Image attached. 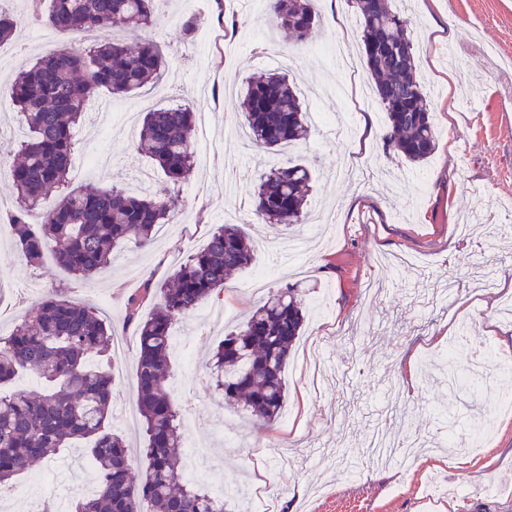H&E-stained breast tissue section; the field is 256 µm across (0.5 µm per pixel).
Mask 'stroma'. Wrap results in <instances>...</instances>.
I'll return each instance as SVG.
<instances>
[{
	"label": "stroma",
	"instance_id": "35a3bbf8",
	"mask_svg": "<svg viewBox=\"0 0 512 512\" xmlns=\"http://www.w3.org/2000/svg\"><path fill=\"white\" fill-rule=\"evenodd\" d=\"M396 6L416 27L438 137L420 165L399 167L383 156L386 114L363 93L372 79L349 0H317L320 26L306 47L272 30L264 0H167L150 31L166 55L161 80L130 96L103 91L95 97L76 132L69 178L75 186H125L145 171L166 186L164 173L134 151L135 135L104 137L95 108L125 106L140 116L148 107L189 106L206 115L201 149L207 160L180 188L179 223L149 246L121 245L111 267L88 284L67 275L52 255L29 262L0 226V324L14 326L61 287L71 300L97 309L128 342L109 360L117 408L132 404L136 392L137 336L125 319L128 299L145 282L163 280L175 260L203 248L219 211L237 209L255 244L300 241L298 268L278 269L268 282L298 284L305 306L304 332L285 369L284 413L294 426L283 420L269 429L248 425L225 410L203 362L260 305L262 294L247 283L265 264L264 254L227 280L223 299L208 301L209 316L173 325L190 356H172L170 387L195 421L188 436L205 450L197 482L208 490L255 481L253 454L265 448L268 495L300 512H512V415L497 419L482 467L447 463L432 405L477 422L495 390L454 394L440 372L420 370L423 356L438 350V338L462 324L472 342L512 358V316L499 312L512 291V235L488 237L489 225L512 221V0H397ZM6 8L21 25L0 44V92L34 57L67 45L58 37L35 39L41 25L27 19L30 0H8ZM189 17L198 25L186 37ZM288 54L309 112L328 119L288 153L309 162L316 180L308 220L284 231L255 223L252 214L254 183L279 158L248 147L236 133L243 82L280 70L279 58ZM378 424L395 441L421 440L426 452L377 465L366 437ZM30 473L52 480L26 499L4 488L0 512H35L40 502L57 501L61 489L78 494L96 475L79 443Z\"/></svg>",
	"mask_w": 512,
	"mask_h": 512
}]
</instances>
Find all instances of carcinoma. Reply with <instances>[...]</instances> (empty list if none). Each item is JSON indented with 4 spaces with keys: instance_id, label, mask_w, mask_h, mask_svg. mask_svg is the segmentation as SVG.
<instances>
[{
    "instance_id": "carcinoma-1",
    "label": "carcinoma",
    "mask_w": 512,
    "mask_h": 512,
    "mask_svg": "<svg viewBox=\"0 0 512 512\" xmlns=\"http://www.w3.org/2000/svg\"><path fill=\"white\" fill-rule=\"evenodd\" d=\"M158 0H51L36 15L56 33L77 38L120 21L137 32L154 26ZM362 29L366 67L374 95L386 112L383 151L410 165L429 158L436 130L419 75L410 19L393 0H351ZM271 26L297 46L308 45L319 25L314 0H267ZM166 59L149 37L95 40L86 47L53 49L19 72L10 97L29 136L17 144L21 161L10 176L15 209L0 217L22 255L41 260L46 249L75 278L91 281L125 242L147 245L157 227L179 208V188L194 171L193 112L172 105L145 113L134 143L155 162L168 186L132 194L114 183L101 189L70 185L76 149L74 129L101 90L129 95L155 83ZM243 126L250 143L278 152L306 139L309 112L286 74L247 81ZM312 174L307 164L286 160L259 174L253 214L262 223L290 227L306 218ZM254 260L253 241L237 224L210 231L205 247L180 262L161 282L147 283L128 299L126 320L136 324V406L144 429L143 465L132 474L128 446L109 424L116 379L90 362L110 351L112 325L97 311L55 290L0 336V387L23 370L37 375L42 391L0 392V487L57 449L83 440L98 476L95 491L79 496L73 512H229L224 498L185 480L182 413L168 386L171 327L224 293L229 275ZM156 311L143 318V303ZM304 315L297 289L284 285L224 335L207 361L224 409L270 427L284 407V370L300 336Z\"/></svg>"
}]
</instances>
